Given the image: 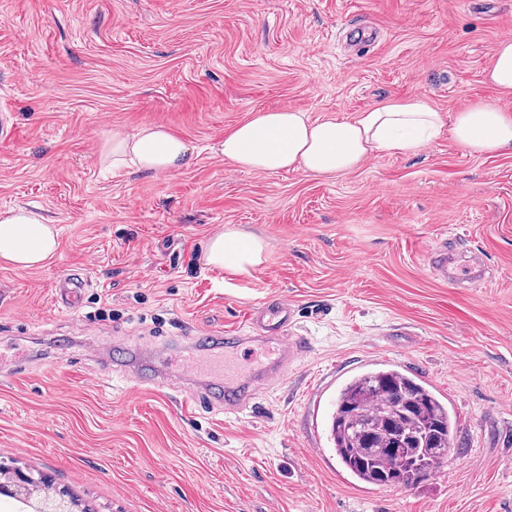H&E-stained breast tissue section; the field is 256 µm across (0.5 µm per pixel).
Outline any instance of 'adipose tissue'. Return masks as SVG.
<instances>
[{"label":"adipose tissue","instance_id":"adipose-tissue-1","mask_svg":"<svg viewBox=\"0 0 512 512\" xmlns=\"http://www.w3.org/2000/svg\"><path fill=\"white\" fill-rule=\"evenodd\" d=\"M473 155L512 151V117L492 99L480 100L443 118L416 98H389L349 119L310 120L295 109L260 110L224 134L220 151L236 168L257 173L300 170L315 178H335L359 169L380 152L414 154L441 134ZM187 143L160 124L135 133L113 129L101 150L112 170L129 166L169 173L186 165ZM54 225L37 211L0 212V263L17 271L46 266L58 250ZM264 240L236 229L215 234L205 260L212 268L247 274L258 267Z\"/></svg>","mask_w":512,"mask_h":512}]
</instances>
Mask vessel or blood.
<instances>
[{"label": "vessel or blood", "mask_w": 512, "mask_h": 512, "mask_svg": "<svg viewBox=\"0 0 512 512\" xmlns=\"http://www.w3.org/2000/svg\"><path fill=\"white\" fill-rule=\"evenodd\" d=\"M455 250L451 242H441L437 251L429 258L432 272L440 278H449L458 285L479 278L484 271V263L479 257H471L464 272L453 271ZM88 281L84 277L68 276L61 279L55 288L56 301L64 307L78 303ZM296 308L284 297H275L262 303L251 318V332L226 334L223 346H216V332L201 331L188 337L192 347L207 348L215 359L204 369L166 371L145 375L140 371L143 359L149 358L148 350L136 343H129L114 352L112 363H101L96 367L99 378H109L113 365L132 369L136 389H155L168 380H176L183 392L199 396L203 402L227 414H237L251 408L258 392L279 383L290 367L297 364L307 352L303 337L289 335L288 330L295 322ZM272 345L273 356L260 364L252 372L242 376H232L234 358L240 350L252 346Z\"/></svg>", "instance_id": "b4317fda"}]
</instances>
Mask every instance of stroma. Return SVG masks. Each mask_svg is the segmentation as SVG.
I'll return each instance as SVG.
<instances>
[{
  "label": "stroma",
  "mask_w": 512,
  "mask_h": 512,
  "mask_svg": "<svg viewBox=\"0 0 512 512\" xmlns=\"http://www.w3.org/2000/svg\"><path fill=\"white\" fill-rule=\"evenodd\" d=\"M374 31L365 48L345 34ZM512 38V0H0V211L41 210L59 247L43 268L0 265V464L69 489L90 512H512V153L448 136L314 178L248 172L219 151L264 109L351 118L418 98L443 117L480 99ZM158 123L191 147L174 173L113 172V128ZM231 227L265 239L245 276L208 267ZM483 279L436 277L441 238ZM91 278L79 304L54 286ZM270 296L297 307L309 351L238 415L179 389L131 392L95 374L133 341L170 352L244 331ZM381 364L431 385L457 418L444 467L418 487L367 485L338 463L328 415Z\"/></svg>",
  "instance_id": "1"
}]
</instances>
